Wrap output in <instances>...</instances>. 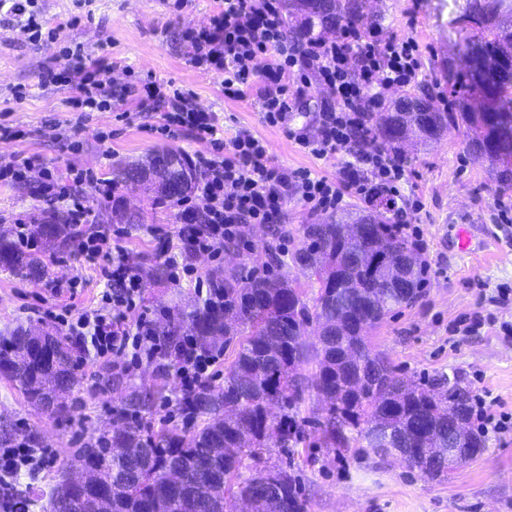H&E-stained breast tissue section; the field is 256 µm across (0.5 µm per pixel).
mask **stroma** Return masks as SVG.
Instances as JSON below:
<instances>
[{
	"label": "stroma",
	"instance_id": "stroma-1",
	"mask_svg": "<svg viewBox=\"0 0 512 512\" xmlns=\"http://www.w3.org/2000/svg\"><path fill=\"white\" fill-rule=\"evenodd\" d=\"M46 27L57 29L54 40L33 44L24 19L0 12V122L19 132L16 140L0 142V156L19 155L32 163L23 183L0 182V232L13 233L14 219L31 222L40 210L31 195V183L41 170L51 169L63 179L92 170L112 180L110 201L89 186H80L94 223L111 229L112 209L119 206L140 214L126 225L118 245L129 263L149 268L158 261L160 237L176 233L178 208L160 205L154 195L118 181L121 167L140 162L162 149L186 156L208 151L209 143L190 133L166 137L157 133L162 113L140 107L126 98L108 112H79L71 105L74 84L43 85L48 67L64 71L63 50L79 44L112 65L114 86L136 84L147 77L171 82L194 93L197 102L217 113L225 137L248 132L262 138L273 161L285 169H308L336 177L339 157L318 159L302 152L286 130L265 123L259 110L261 85L246 98L224 95L222 79L195 67L192 49L183 34L208 23L215 0H189L175 9V0H37ZM457 0H366L359 20L362 29L378 27L381 40L411 38L420 45V70L407 89L389 91L396 102L427 90L431 98L447 97V65L457 63L466 38L456 23ZM79 25H70L71 17ZM329 89L312 81L288 118L291 128L314 134L315 117L329 102ZM289 127V128H290ZM406 179L398 188L399 207L413 209V225L423 249L419 255L428 269L419 298L388 316L368 333L373 348L383 353L407 378L455 376L472 398L484 399L488 413H512V300L503 301L498 289H512V221L500 211L512 209V189L502 190L488 162L477 159L465 138L451 130L440 141L412 147L405 156ZM298 199H289L281 223L285 236L273 235L265 224L243 229L251 250L241 251L250 266L263 269L270 243L282 262H289L301 228L325 221ZM77 279L76 298L48 296V306L73 303L75 309L92 306L103 285L96 270L83 265L72 248L52 252L46 280ZM46 280H23L0 272V339L20 328L40 327L53 334L62 327L51 318L33 314L37 294H45ZM143 306L160 321L200 306L194 280L172 278L142 290ZM84 383L56 416L36 409L10 383L0 379V426H8L14 442H38L50 448L54 461L36 470L22 469L20 483L38 487L55 481L63 465L81 448L112 426L113 413L128 410L131 394L156 384L163 391L153 401V427L184 429L176 411L178 381L174 369L159 370L142 363L132 373L113 370L108 357H82ZM320 404L307 400L301 407L308 423L307 439L293 457L308 512H512V431L488 432L486 447L473 460L430 479L409 468L396 455L368 448H324L315 424Z\"/></svg>",
	"mask_w": 512,
	"mask_h": 512
}]
</instances>
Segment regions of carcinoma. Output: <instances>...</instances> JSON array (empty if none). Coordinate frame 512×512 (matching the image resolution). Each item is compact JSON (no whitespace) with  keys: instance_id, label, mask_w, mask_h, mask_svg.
Here are the masks:
<instances>
[{"instance_id":"obj_1","label":"carcinoma","mask_w":512,"mask_h":512,"mask_svg":"<svg viewBox=\"0 0 512 512\" xmlns=\"http://www.w3.org/2000/svg\"><path fill=\"white\" fill-rule=\"evenodd\" d=\"M288 13L302 17L291 31L299 42L315 39L359 20L363 0H287ZM459 20L469 30L467 70L448 69V85L462 95L456 112L431 110L434 130L419 131L438 141L450 127H462L472 152L498 163L497 180L512 186V0H466ZM406 116L377 112L371 117L380 146L401 153ZM365 219L331 218L303 225L293 262L316 284L307 295L286 272L274 276L226 273L220 279L224 304L196 308L160 325L169 354L181 329L213 350L234 346L224 386L193 397L201 418L189 436L171 430L156 434L117 414L112 432L98 436L75 456L96 478L72 488L68 471L53 485L21 491L17 477L0 478L10 512H224V500L238 512H307L298 475L280 465H261L271 447L292 453L303 440L296 416L307 392L324 402L320 444L347 448L355 431L363 448L408 449L405 463L434 478L448 469V426L466 407L468 392L445 375L411 380L367 343V332L394 310L414 302L426 265L415 247L380 216L361 240L346 234ZM60 218L33 225L31 236L51 249L67 244ZM408 252L406 264L393 257L375 269L359 263L358 252ZM43 252L20 251L0 235V271L39 280L46 274ZM323 329L320 348L310 353L305 336ZM314 362L310 378L288 376V366ZM0 377L32 406L60 413L58 402L83 380L70 341L49 333L18 330L0 342ZM472 460L485 448L474 429L460 440Z\"/></svg>"}]
</instances>
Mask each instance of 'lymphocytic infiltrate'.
Wrapping results in <instances>:
<instances>
[{
    "label": "lymphocytic infiltrate",
    "instance_id": "lymphocytic-infiltrate-1",
    "mask_svg": "<svg viewBox=\"0 0 512 512\" xmlns=\"http://www.w3.org/2000/svg\"><path fill=\"white\" fill-rule=\"evenodd\" d=\"M184 37L191 44L194 66L208 64L223 75L227 97H245L255 73H262L261 110L273 126L287 124L291 98H302L309 78L319 77L329 87L334 105L318 113L315 135L297 132L293 138L315 157L340 154L346 161L333 181L307 170L282 169L272 163L267 146L251 134L219 138L218 116L199 107L192 93L152 80L138 90L113 88L106 59L79 45L66 48V73L48 68L40 78L45 85L59 83L64 76L75 82L79 95L71 101L74 108L105 112L133 93L141 106L163 109L160 134L173 136L185 130L213 146L212 151L197 153L192 162L198 174L193 191L203 207L184 206L176 239L160 241V253L170 269L192 273L194 255H219L225 240L239 238L242 225L274 223L279 205L289 196H297L312 210L327 211L337 208L349 190L368 201L381 191L396 193L406 176L404 159L380 148L366 150L364 144L373 138L370 119L384 106L387 92L411 85L418 67L416 41L384 43L378 29L365 31L349 24L334 38L295 43L284 30L282 0H221L208 26L185 32ZM85 183L99 197L111 199V181L91 171L76 174L69 185L51 171H42L32 195L50 211L65 205L69 223L81 228L76 252L98 267L107 288L102 299L117 309L113 315L102 306L78 312L66 322L70 336L84 352L111 356L113 367L127 373L141 359H154L164 345L152 319L141 311L139 270L122 254L113 253L108 232L90 226L91 213L77 191ZM131 311L138 314L132 324L127 321ZM177 358L178 407L189 415V400L208 383L217 357L187 336Z\"/></svg>",
    "mask_w": 512,
    "mask_h": 512
}]
</instances>
